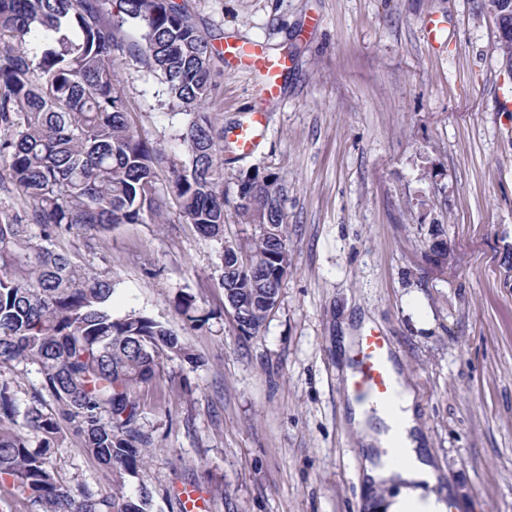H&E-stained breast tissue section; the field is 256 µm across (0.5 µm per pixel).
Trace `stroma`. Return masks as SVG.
Masks as SVG:
<instances>
[{"mask_svg": "<svg viewBox=\"0 0 512 512\" xmlns=\"http://www.w3.org/2000/svg\"><path fill=\"white\" fill-rule=\"evenodd\" d=\"M216 49L206 109L233 128L264 110L258 149L224 151V235L238 223V179L260 166L286 192L290 267L260 334H242L224 306L220 242L178 208L161 221L76 230L57 242L80 265L111 273L114 314L137 309L194 353H165L140 393L153 444L130 489L150 512H179L196 491L201 512H371L390 495L368 486L345 413L346 315H368L389 336L415 392L423 450L451 512H512V69L496 49L481 0H182ZM287 58L280 100L230 69V39ZM116 89L139 137L172 161L182 111L160 78L129 55L119 32ZM431 177H423V169ZM444 244L445 255L434 245ZM210 320L190 327L177 294ZM18 404L43 395L34 363L0 371ZM51 466L70 487L103 482L82 437L64 429Z\"/></svg>", "mask_w": 512, "mask_h": 512, "instance_id": "35a3bbf8", "label": "stroma"}]
</instances>
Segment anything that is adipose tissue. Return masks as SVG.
<instances>
[{
  "label": "adipose tissue",
  "mask_w": 512,
  "mask_h": 512,
  "mask_svg": "<svg viewBox=\"0 0 512 512\" xmlns=\"http://www.w3.org/2000/svg\"><path fill=\"white\" fill-rule=\"evenodd\" d=\"M414 400L412 388L400 377L396 380L393 413H373L366 404H352L356 429H366L371 421L377 424L365 439L375 448L374 455L364 462L365 473L372 485L393 489L392 495L382 500L378 512H448L446 500L433 491L438 473L420 452Z\"/></svg>",
  "instance_id": "1"
}]
</instances>
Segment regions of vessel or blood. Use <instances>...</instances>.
Listing matches in <instances>:
<instances>
[{
  "instance_id": "obj_1",
  "label": "vessel or blood",
  "mask_w": 512,
  "mask_h": 512,
  "mask_svg": "<svg viewBox=\"0 0 512 512\" xmlns=\"http://www.w3.org/2000/svg\"><path fill=\"white\" fill-rule=\"evenodd\" d=\"M227 65L259 71L263 77L262 92L266 98H278L280 80L288 68L285 58L270 54L257 41L224 44ZM264 115L255 112L249 124L236 132L234 142L241 153L247 154L257 146L265 128ZM389 339L369 330L358 336L352 361L354 370L347 382L352 391L371 407L388 408L393 404L395 388L389 368Z\"/></svg>"
}]
</instances>
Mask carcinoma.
<instances>
[{"mask_svg":"<svg viewBox=\"0 0 512 512\" xmlns=\"http://www.w3.org/2000/svg\"><path fill=\"white\" fill-rule=\"evenodd\" d=\"M129 21L141 28L133 56L190 116L178 135L186 161L170 168L165 187L156 177L164 156L139 139L115 91L117 32ZM212 54L175 0H0V188L23 208L0 212V368L37 364L57 404L50 413L39 399L22 408L0 378V478L38 512H149L145 486L126 492L152 443L136 394L155 379L163 351L198 361L146 314L113 315L112 277L56 250L54 236L159 219L172 195L187 223L224 241L217 267L239 331L259 333L278 305L289 267L284 187L266 169L240 178L236 215L255 231L224 239V132L200 111L214 88ZM175 310L192 327L210 319L190 293ZM62 421L83 437L108 488L74 490L49 465Z\"/></svg>","mask_w":512,"mask_h":512,"instance_id":"cac0c4a2","label":"carcinoma"}]
</instances>
